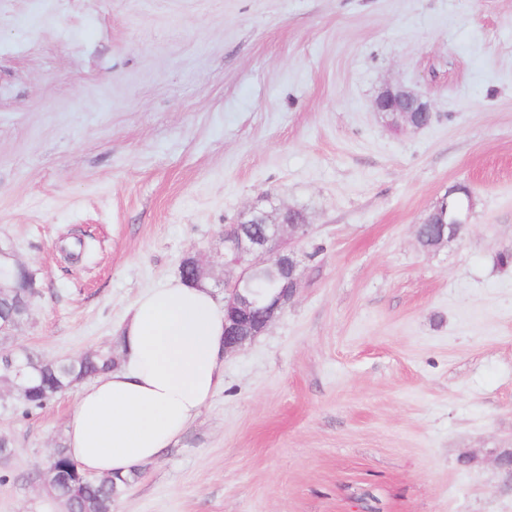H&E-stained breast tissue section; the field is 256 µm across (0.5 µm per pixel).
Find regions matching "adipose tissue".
<instances>
[{"label": "adipose tissue", "instance_id": "adipose-tissue-1", "mask_svg": "<svg viewBox=\"0 0 512 512\" xmlns=\"http://www.w3.org/2000/svg\"><path fill=\"white\" fill-rule=\"evenodd\" d=\"M120 342L119 364L83 386L66 423L67 451L91 475L162 456L224 386V304L206 284L143 293Z\"/></svg>", "mask_w": 512, "mask_h": 512}]
</instances>
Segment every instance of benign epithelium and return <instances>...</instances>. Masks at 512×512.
Masks as SVG:
<instances>
[{
	"label": "benign epithelium",
	"mask_w": 512,
	"mask_h": 512,
	"mask_svg": "<svg viewBox=\"0 0 512 512\" xmlns=\"http://www.w3.org/2000/svg\"><path fill=\"white\" fill-rule=\"evenodd\" d=\"M374 109L396 127L422 129L433 118L431 104L422 95L403 88L388 87L374 100ZM447 196L426 219L433 228V250L456 239L467 223L468 209L458 204L448 212ZM295 209L278 210L269 222L254 208L238 224L224 229V278L217 285L224 288V351L231 352L266 331L296 294L300 284V261L291 241L304 236L309 225L292 218ZM265 277L270 287L259 291L254 283Z\"/></svg>",
	"instance_id": "obj_1"
}]
</instances>
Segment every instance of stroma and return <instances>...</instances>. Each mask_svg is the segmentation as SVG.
<instances>
[{
    "mask_svg": "<svg viewBox=\"0 0 512 512\" xmlns=\"http://www.w3.org/2000/svg\"><path fill=\"white\" fill-rule=\"evenodd\" d=\"M395 85L427 127L376 115ZM458 184L461 236L423 250ZM255 206L304 212L300 286L113 512H512V0H0V252L36 284L10 349L119 351ZM77 395L0 385V512H64ZM374 109L396 127L422 129L433 118L431 104L422 95L403 88L388 87L374 100Z\"/></svg>",
    "mask_w": 512,
    "mask_h": 512,
    "instance_id": "35a3bbf8",
    "label": "stroma"
}]
</instances>
